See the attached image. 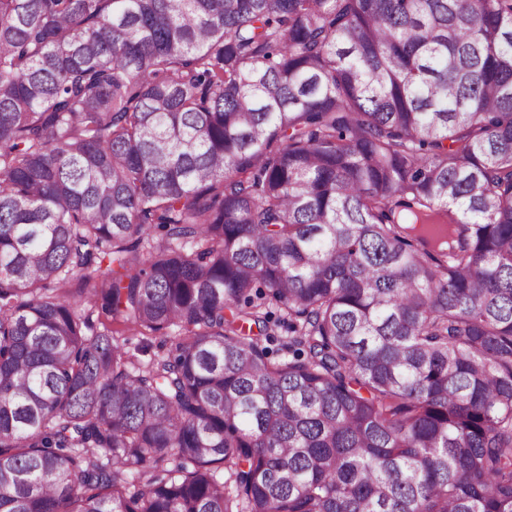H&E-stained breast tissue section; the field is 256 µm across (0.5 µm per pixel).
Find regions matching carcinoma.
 <instances>
[{"instance_id": "obj_1", "label": "carcinoma", "mask_w": 512, "mask_h": 512, "mask_svg": "<svg viewBox=\"0 0 512 512\" xmlns=\"http://www.w3.org/2000/svg\"><path fill=\"white\" fill-rule=\"evenodd\" d=\"M0 512H512V0H0ZM175 334L174 332L166 338V341L163 338L158 337L157 339H153L152 342L148 345L146 353L142 354L138 349H142L143 340L142 336H138L132 332L123 336L126 339V348L131 352L136 354L143 360H149L150 358H160L162 356L167 355L170 350L171 344L175 342Z\"/></svg>"}]
</instances>
